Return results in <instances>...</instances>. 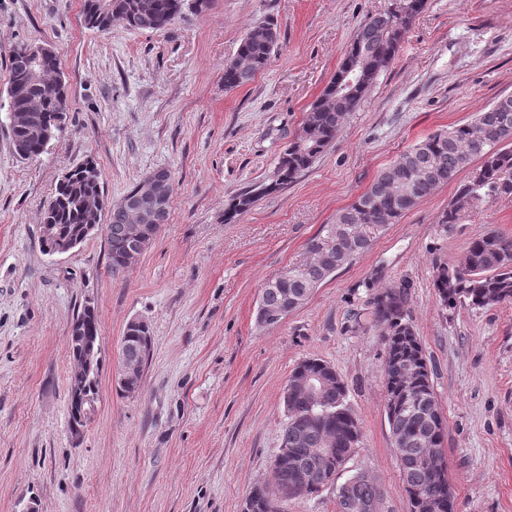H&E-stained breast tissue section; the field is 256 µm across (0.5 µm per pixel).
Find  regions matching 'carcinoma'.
Listing matches in <instances>:
<instances>
[{
	"label": "carcinoma",
	"mask_w": 512,
	"mask_h": 512,
	"mask_svg": "<svg viewBox=\"0 0 512 512\" xmlns=\"http://www.w3.org/2000/svg\"><path fill=\"white\" fill-rule=\"evenodd\" d=\"M153 6L156 18L148 26L151 31L166 29L183 9V0H84V22L91 28L110 31L120 24L139 30L143 26L139 12L141 6ZM390 21L389 12L377 14L366 21L358 31L345 61L357 56L370 58L384 53L393 58L404 42L405 32ZM276 42H264L248 33L242 40L237 55L247 64V72H237L236 61L224 68V86L240 88L250 83L270 61ZM378 72L371 70L363 84L347 98L333 93L336 79L324 88L311 105L301 131L279 158L275 180L260 185L261 194L275 192L307 169L336 138L344 117L355 109L364 92L375 80ZM23 86L26 93L37 92L32 80V65L28 46L15 48L9 58V86ZM481 163L472 166L474 159ZM469 170L468 178L459 184L456 194L437 218V224L448 228L458 223L460 214L477 209L487 198L512 195V98L504 112L489 107L476 113L471 121L438 132L405 150L396 161L384 169L368 189L354 202L336 214L331 224H325L316 236L324 247H329L342 235L350 243L336 248L335 265L326 271L318 267L299 266L290 269L288 282L278 288H264L262 299L272 304L282 303L284 295L311 293L324 283L333 272L350 264L355 253L370 246V238L363 231L367 226H381L396 222L438 186L453 181L457 174ZM102 190V173L91 179L87 164L68 171L60 180L55 195L45 209L44 222L53 225L59 243L78 237L83 232L85 217L81 204L85 197ZM256 198L246 193L232 199L224 213V222L230 224L246 212ZM112 272L120 270V257L125 249V224L112 216V235L106 238ZM404 282L374 295L371 301L372 321L383 330L392 355L391 377L385 381L387 419L392 438L408 433L407 456L399 458V470L407 494L419 491L428 497L443 499L448 503L447 512H455V493L449 490L446 478L433 479L427 470L416 464L414 456L436 455L446 460L444 448H427L424 437H429L444 427V418H437L428 411L436 399L431 383V371L422 344L413 326L406 320V288ZM434 288L442 305L453 308L459 303L485 307L512 301V238L496 231H488L471 242L465 262L458 266L439 264L435 267ZM405 362L414 363L422 400L410 419L395 415L393 404L399 386V367ZM313 374L323 379L322 407L328 412L325 421L317 424L305 402L293 401L286 407L281 441L273 459V470L279 485H284L292 473L314 466L307 448L322 447L326 430L337 433L336 447L349 456L361 441V427L352 408L346 402L347 388L336 370L314 358L300 361L291 370L289 378ZM301 436L305 441L298 442ZM337 512H358V506L371 504L380 495L374 480L364 476L348 478L335 486ZM243 512H280V499L264 487H254L249 492Z\"/></svg>",
	"instance_id": "obj_1"
}]
</instances>
